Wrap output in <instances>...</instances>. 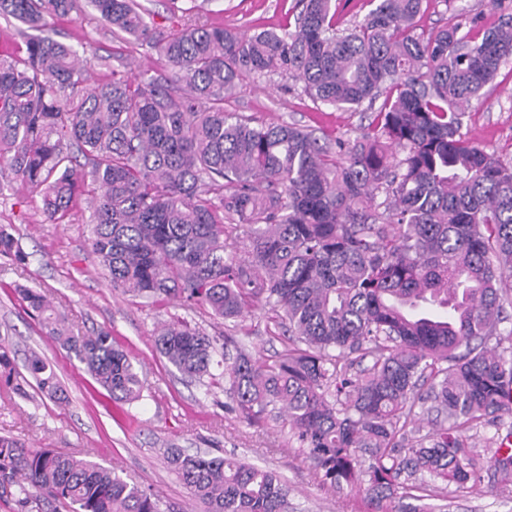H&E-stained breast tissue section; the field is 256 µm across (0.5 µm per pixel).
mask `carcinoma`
Segmentation results:
<instances>
[{
    "instance_id": "obj_1",
    "label": "carcinoma",
    "mask_w": 512,
    "mask_h": 512,
    "mask_svg": "<svg viewBox=\"0 0 512 512\" xmlns=\"http://www.w3.org/2000/svg\"><path fill=\"white\" fill-rule=\"evenodd\" d=\"M87 2L113 38L156 50L169 71L92 83L78 50L52 37L81 0H0V16L39 31L0 57V170L42 195L53 224L91 194L87 244L114 288L225 321L265 302L290 344L270 364L225 339L224 393L249 423L284 414L323 483L363 490L376 512H433L395 503L401 474L423 490L476 482L461 432L512 415V329L498 332L512 296V163L462 128L512 58V4L493 0L502 12L489 27L463 12L425 34L424 0H363L344 29L338 0H298L293 22L243 37L188 9L160 26L138 0ZM274 76L301 82L317 106L382 103L362 140L334 149L224 111L245 81ZM242 227L237 255L224 236ZM0 257L23 261L1 227ZM18 292L113 402L140 399L110 331L75 335L44 293ZM155 347L184 376H212L216 338L188 322L162 324ZM353 353L371 364L350 377ZM27 369L62 400L39 354ZM424 413L452 427L408 441ZM165 461L200 512H294L274 471L178 450ZM0 491L22 508L45 496L68 512H163L154 491L109 467L6 435Z\"/></svg>"
}]
</instances>
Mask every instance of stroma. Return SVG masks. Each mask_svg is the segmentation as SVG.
Returning <instances> with one entry per match:
<instances>
[{
	"label": "stroma",
	"mask_w": 512,
	"mask_h": 512,
	"mask_svg": "<svg viewBox=\"0 0 512 512\" xmlns=\"http://www.w3.org/2000/svg\"><path fill=\"white\" fill-rule=\"evenodd\" d=\"M295 0H204L195 15L241 33L278 28L288 21ZM478 16L481 24L496 23L500 12L491 0H425L419 30L430 32L454 22L461 12ZM58 38L84 51L92 77L110 75L119 63L134 74L163 70L164 60L146 46L113 40L95 12L57 25ZM225 111L265 123L288 122L328 142L362 137L372 111L316 107L292 79L260 77L247 81L224 102ZM464 133L475 144L512 162V62L504 64L488 93L472 100ZM42 196L19 181L0 182V226L16 239L27 260L19 264L0 257V343L14 358L12 380L0 377V435L34 448H55L82 454L112 467L127 481L157 492L167 512H197L176 474L165 464L166 449L235 456L247 463L277 470L287 480L293 503L302 512H368L356 489L324 485L308 455L290 439L285 421L269 418L243 422L216 384L202 398L197 383L184 378L154 345L157 326L179 317L207 334L233 335L231 325L213 319L205 309H187L178 300L153 303L109 287L98 260L87 245V209H78L66 224H50L42 215ZM43 291L63 312L74 333L108 328L129 354L144 380L140 401L119 414L83 365L50 339L24 310L17 287ZM253 356L273 361L284 350L282 330L265 310L254 309L243 322ZM38 353L55 372L64 391L57 402L39 392L25 364ZM512 433V417H486L466 430V443L480 470V483L464 489L437 485L436 504L445 512H512V482H502L494 450Z\"/></svg>",
	"instance_id": "obj_1"
}]
</instances>
